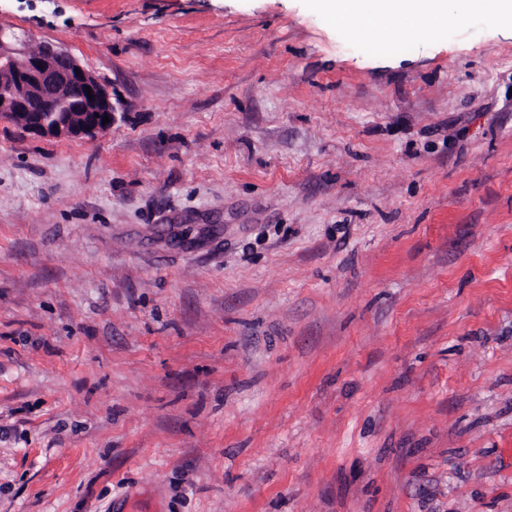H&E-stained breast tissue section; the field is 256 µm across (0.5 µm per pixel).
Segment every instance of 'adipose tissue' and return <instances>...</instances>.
<instances>
[{
  "instance_id": "1",
  "label": "adipose tissue",
  "mask_w": 512,
  "mask_h": 512,
  "mask_svg": "<svg viewBox=\"0 0 512 512\" xmlns=\"http://www.w3.org/2000/svg\"><path fill=\"white\" fill-rule=\"evenodd\" d=\"M320 7L339 24L357 32H367L388 26V44L406 37H417L418 29H406L404 21L422 19L427 30H442L454 23L455 17L447 0H318Z\"/></svg>"
}]
</instances>
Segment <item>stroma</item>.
<instances>
[{
	"instance_id": "35a3bbf8",
	"label": "stroma",
	"mask_w": 512,
	"mask_h": 512,
	"mask_svg": "<svg viewBox=\"0 0 512 512\" xmlns=\"http://www.w3.org/2000/svg\"><path fill=\"white\" fill-rule=\"evenodd\" d=\"M0 0L111 129L0 119V512H512V25Z\"/></svg>"
}]
</instances>
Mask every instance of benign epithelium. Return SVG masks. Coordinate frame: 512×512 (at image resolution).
Instances as JSON below:
<instances>
[{
	"instance_id": "7a95c632",
	"label": "benign epithelium",
	"mask_w": 512,
	"mask_h": 512,
	"mask_svg": "<svg viewBox=\"0 0 512 512\" xmlns=\"http://www.w3.org/2000/svg\"><path fill=\"white\" fill-rule=\"evenodd\" d=\"M24 43L14 31L0 27L1 119L59 140L93 137L112 128L116 106L101 78L61 46L44 42L28 50Z\"/></svg>"
}]
</instances>
